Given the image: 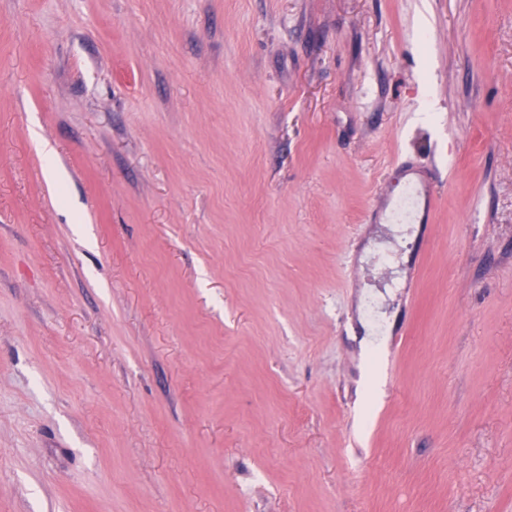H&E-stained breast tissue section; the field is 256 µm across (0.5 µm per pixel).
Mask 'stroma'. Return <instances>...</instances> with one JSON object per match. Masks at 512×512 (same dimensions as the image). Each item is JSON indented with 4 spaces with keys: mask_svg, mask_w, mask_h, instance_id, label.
<instances>
[{
    "mask_svg": "<svg viewBox=\"0 0 512 512\" xmlns=\"http://www.w3.org/2000/svg\"><path fill=\"white\" fill-rule=\"evenodd\" d=\"M0 512H512V0H0Z\"/></svg>",
    "mask_w": 512,
    "mask_h": 512,
    "instance_id": "stroma-1",
    "label": "stroma"
}]
</instances>
